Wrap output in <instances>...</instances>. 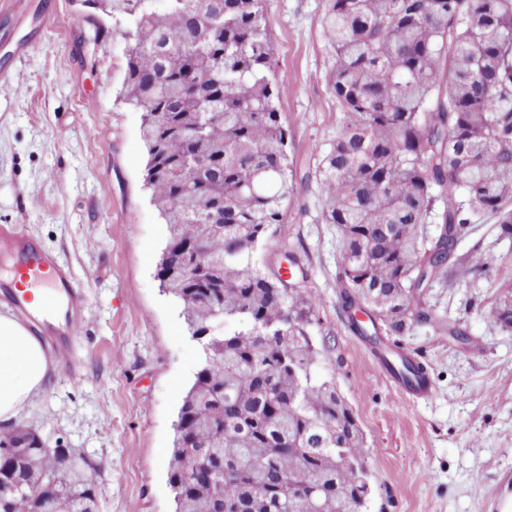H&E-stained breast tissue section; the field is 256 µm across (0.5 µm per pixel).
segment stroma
Returning a JSON list of instances; mask_svg holds the SVG:
<instances>
[{
  "label": "stroma",
  "mask_w": 512,
  "mask_h": 512,
  "mask_svg": "<svg viewBox=\"0 0 512 512\" xmlns=\"http://www.w3.org/2000/svg\"><path fill=\"white\" fill-rule=\"evenodd\" d=\"M324 0H269L268 18L288 128V156L305 169L342 127L328 86L334 52ZM73 0H0V225L18 224L65 259L84 291L78 371L52 364L21 424L51 447L99 465V512H174L167 483L181 398L200 346L157 278L167 228L144 181L140 110L120 99L124 42L76 25ZM320 185L297 189L288 222L255 255L311 296L320 371L335 376L363 431L369 512H500L512 497V329L485 310L512 280V239L471 225L458 252L479 247L480 276L433 284L427 306L455 320L457 342L420 324L397 343L425 365L433 395L401 398L375 369L369 344L345 326L336 288L339 233L322 221Z\"/></svg>",
  "instance_id": "1"
}]
</instances>
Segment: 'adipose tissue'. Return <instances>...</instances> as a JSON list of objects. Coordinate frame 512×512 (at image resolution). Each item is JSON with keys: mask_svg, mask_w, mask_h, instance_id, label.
Segmentation results:
<instances>
[{"mask_svg": "<svg viewBox=\"0 0 512 512\" xmlns=\"http://www.w3.org/2000/svg\"><path fill=\"white\" fill-rule=\"evenodd\" d=\"M47 373V353L38 337L12 313H0V423L33 405Z\"/></svg>", "mask_w": 512, "mask_h": 512, "instance_id": "adipose-tissue-1", "label": "adipose tissue"}]
</instances>
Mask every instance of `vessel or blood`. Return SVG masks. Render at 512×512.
<instances>
[{
    "instance_id": "1",
    "label": "vessel or blood",
    "mask_w": 512,
    "mask_h": 512,
    "mask_svg": "<svg viewBox=\"0 0 512 512\" xmlns=\"http://www.w3.org/2000/svg\"><path fill=\"white\" fill-rule=\"evenodd\" d=\"M0 261L8 263L13 278L42 290L39 306L28 295L0 281V300L38 332L56 361L67 360L72 330L81 318L84 294L71 267L60 256L35 242L17 225L0 227Z\"/></svg>"
}]
</instances>
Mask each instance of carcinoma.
I'll return each instance as SVG.
<instances>
[{
	"label": "carcinoma",
	"instance_id": "1",
	"mask_svg": "<svg viewBox=\"0 0 512 512\" xmlns=\"http://www.w3.org/2000/svg\"><path fill=\"white\" fill-rule=\"evenodd\" d=\"M91 2L125 43L122 99L143 112L145 184L167 225L160 287L191 333L210 330L174 427L175 512H367L364 436L317 372L312 300L254 262L297 186L268 0ZM322 28L344 121L304 182L339 232L347 328L376 344L435 321L430 284L485 273L483 253L458 255L474 217L512 239V0H325ZM193 235L202 259L177 249ZM486 316L512 328L511 282ZM393 371L426 374L405 355ZM48 447L0 432V484L32 512H98L96 465L73 448L46 464Z\"/></svg>",
	"mask_w": 512,
	"mask_h": 512
}]
</instances>
